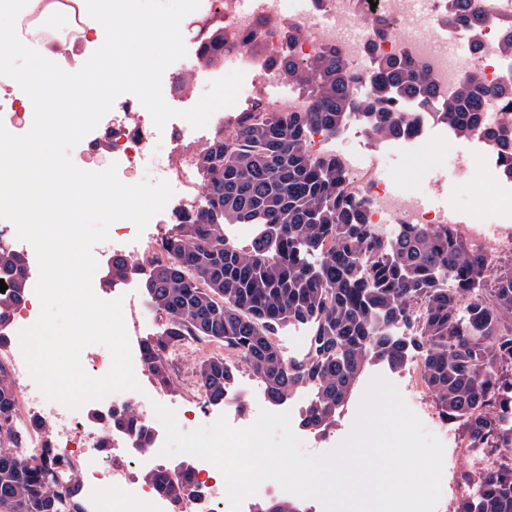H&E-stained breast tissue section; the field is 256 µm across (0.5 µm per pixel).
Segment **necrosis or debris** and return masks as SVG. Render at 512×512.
<instances>
[{"label":"necrosis or debris","mask_w":512,"mask_h":512,"mask_svg":"<svg viewBox=\"0 0 512 512\" xmlns=\"http://www.w3.org/2000/svg\"><path fill=\"white\" fill-rule=\"evenodd\" d=\"M456 11L455 0H201L181 23L184 43L202 55L212 27L221 25L220 57L202 70L187 65L183 75L189 84L172 100L179 109L192 108L195 86L210 84L231 68L243 72L242 88L234 105L211 117L215 131L231 130L236 113L256 104L267 112H294L305 105L306 95L297 87L283 90L279 62L288 57L309 62L333 51L348 65L355 94L367 91L376 62L393 57L424 65L443 96L469 72H479L490 91L481 123L504 124L512 120V100L494 96L493 91L512 84V58L501 51L512 37L506 27L512 21V0H469V12L478 18L473 25L458 21ZM398 110L407 120L404 133L370 146L367 167H359L356 154L341 148L350 134L366 136L364 124L357 120L333 136L315 130L309 149L338 154L351 178L350 189L366 201L368 221L375 229L392 224L445 225L489 258L512 253V180L501 174L504 156L490 146L456 149L454 130L436 117V101L424 104L406 98ZM99 126L119 177L147 169L155 181L178 187L164 209L167 222L181 221L198 208L196 155L203 143L192 135L190 125L174 128L168 149L160 155L153 151L158 130L139 99L114 102L111 118L102 119ZM437 145L456 165L458 181L469 194L467 203L431 198L415 188L397 189L378 172L382 158L396 156L407 161L414 181L437 182L438 171L430 166ZM0 368L14 379L16 421L26 432L25 457L45 464L58 482L78 475L86 512H165V500L136 467L144 459L153 469L171 466L158 453L166 439L165 431L154 426L153 405L161 401L160 392L147 388L109 395L74 410L44 397L20 344L0 352ZM127 407L152 427L150 448L133 447L113 430V412ZM193 475L198 491L186 499V512H224L223 476L200 458L194 461Z\"/></svg>","instance_id":"obj_1"}]
</instances>
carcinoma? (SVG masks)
I'll list each match as a JSON object with an SVG mask.
<instances>
[{
	"label": "carcinoma",
	"instance_id": "cac0c4a2",
	"mask_svg": "<svg viewBox=\"0 0 512 512\" xmlns=\"http://www.w3.org/2000/svg\"><path fill=\"white\" fill-rule=\"evenodd\" d=\"M305 89L298 112H241L226 137L214 136L197 154L205 188L202 207L172 225L161 242L166 260L153 266L145 289L164 317L162 330L142 341L156 382L171 386L166 357L193 341L216 342L234 357L213 355L196 368V382L214 404L241 368L264 395L281 404L299 387L312 390L304 427L325 433L365 366L400 369L415 358L439 415L459 424L467 448H497L505 456L484 473L465 471L453 512H512V266L488 265L484 254L446 230L402 224L379 237L365 203L350 195V177L334 155L315 156L307 136L336 134L360 118L375 139L405 124L391 104L436 95L425 67L391 58L374 71L373 92L349 93L353 77L336 53L281 67ZM487 95L475 72L441 100L437 116L460 138L481 134L506 155L512 179V125H480ZM226 224H252L257 236L239 247ZM133 266L107 264L104 284L126 279ZM26 258L0 246V332L26 296ZM308 327L300 360L287 358L273 336L288 325ZM409 333L400 335L397 329ZM15 390L0 372V512H84L79 479L63 488L46 469L25 462L14 427ZM112 424L138 448L150 431L132 413ZM143 477L170 503L195 492L192 469L147 470ZM253 512H302L287 501L254 504Z\"/></svg>",
	"mask_w": 512,
	"mask_h": 512
}]
</instances>
